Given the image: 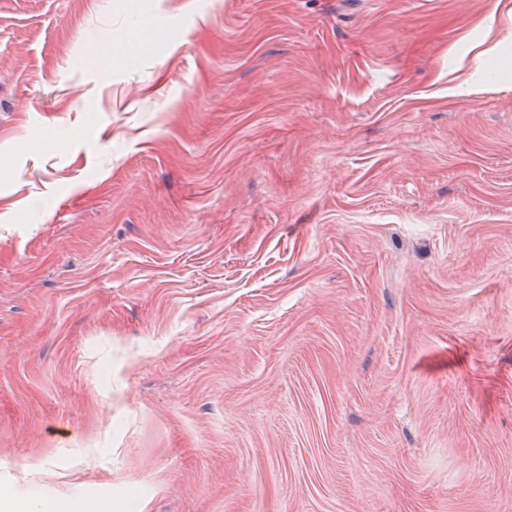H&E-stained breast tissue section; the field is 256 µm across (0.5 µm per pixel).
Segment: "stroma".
<instances>
[{
    "label": "stroma",
    "instance_id": "1",
    "mask_svg": "<svg viewBox=\"0 0 512 512\" xmlns=\"http://www.w3.org/2000/svg\"><path fill=\"white\" fill-rule=\"evenodd\" d=\"M0 500L512 512V0H0Z\"/></svg>",
    "mask_w": 512,
    "mask_h": 512
}]
</instances>
